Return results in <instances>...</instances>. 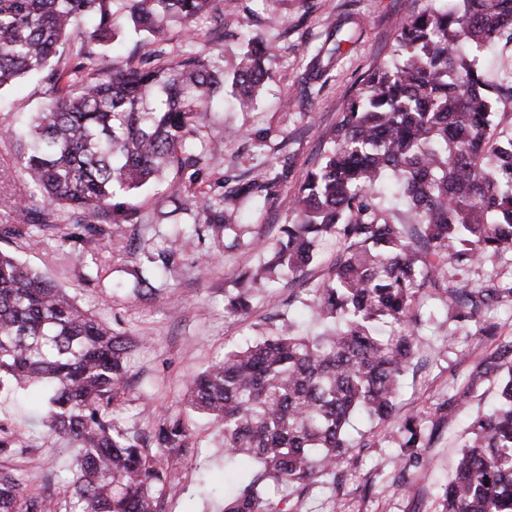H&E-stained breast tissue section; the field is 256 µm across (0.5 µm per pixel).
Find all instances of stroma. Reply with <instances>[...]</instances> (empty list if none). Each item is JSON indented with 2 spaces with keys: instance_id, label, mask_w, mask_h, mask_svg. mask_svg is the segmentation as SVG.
<instances>
[{
  "instance_id": "obj_1",
  "label": "stroma",
  "mask_w": 512,
  "mask_h": 512,
  "mask_svg": "<svg viewBox=\"0 0 512 512\" xmlns=\"http://www.w3.org/2000/svg\"><path fill=\"white\" fill-rule=\"evenodd\" d=\"M425 0H220L224 14V42L237 46L243 18L253 21L266 48L271 73L250 109L232 108L215 100L201 122L208 134H223V156L212 162L197 182L168 173L157 189L138 199L140 219L111 225L105 238L73 242L64 233L73 229L68 216L56 226L32 223L41 207L19 173L12 144L0 142V225L16 227L0 234V250L16 255L31 269L51 278L76 297L80 305L111 322L142 344L129 358L133 390L114 407L121 428L147 434L154 415L182 412L181 400L190 378L231 348L257 336H274L288 323L314 332L318 323L304 301L307 288L320 282L336 251L334 242L320 245L318 257L295 277L274 275L268 287L253 289L246 315H234L226 298L245 269L263 263L275 251L278 227L287 220L285 203L296 194L306 172L331 146V136L349 98L367 74L389 52L403 17L420 9ZM45 87L29 79L0 88V117L40 109ZM278 172L279 183L235 203L240 247L228 250L223 242L204 236L185 247L193 235V212L176 210L185 196L216 195L225 180L243 176L261 180L266 170ZM168 196L164 208L153 204L155 194ZM27 199L28 209L13 203ZM174 256L172 265L149 266V256ZM104 273H97V265ZM148 269L154 294L137 297L128 286L135 273ZM434 322L419 329L413 363L404 377L400 411L433 413L448 396H462L460 411L449 415L418 465H409L397 439L383 427L358 423L359 431L374 430L369 448L349 450L342 482L330 490L313 485L299 502L300 512H441L443 485L457 462L460 443L472 416L493 399L499 371L480 378L471 372L478 363L492 361L499 344L512 339V302L491 311L498 335L487 339L455 334V323L440 301H433ZM195 442L162 495V512H219L202 500V484L224 483V429L221 423L193 415L189 418ZM74 449L37 440L15 464L34 485L63 469ZM406 487H399V480Z\"/></svg>"
}]
</instances>
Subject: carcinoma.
Listing matches in <instances>:
<instances>
[{
  "label": "carcinoma",
  "mask_w": 512,
  "mask_h": 512,
  "mask_svg": "<svg viewBox=\"0 0 512 512\" xmlns=\"http://www.w3.org/2000/svg\"><path fill=\"white\" fill-rule=\"evenodd\" d=\"M218 0H0V88L40 75L41 111L24 129L5 126L20 171L42 196L34 223L70 209L75 224L138 218V193L173 168L197 176L223 152L199 122L224 95V28ZM214 26L199 39L197 19ZM190 48L150 49L169 24ZM512 47V0H426L400 24L385 59L352 96L333 145L288 201L271 259L246 272L248 287L272 272L303 270L318 240L342 242L309 306L317 336L292 329L231 349L196 374L182 403L224 426V468L238 471L222 512H295L288 488H329L351 448L358 414L390 427L408 456L429 443L418 413L397 415L412 363L424 299L449 306L460 328L496 335L488 312L512 301V275L473 285L487 257L512 261V136L498 131L512 112V68L490 81L477 50ZM255 38L236 50L231 86L250 106L269 78ZM387 184L407 203L395 214ZM254 184L200 205V227L220 239L234 230L230 206ZM137 339L80 307L51 279L0 252V392L44 390L48 436L78 449L63 476L65 497L0 467V512H160L174 463L193 447L188 421L163 415L148 437L112 419L129 393L127 354ZM496 403L469 425L442 512H512V344ZM31 447L0 423V456ZM281 490L278 503L267 497Z\"/></svg>",
  "instance_id": "obj_1"
}]
</instances>
